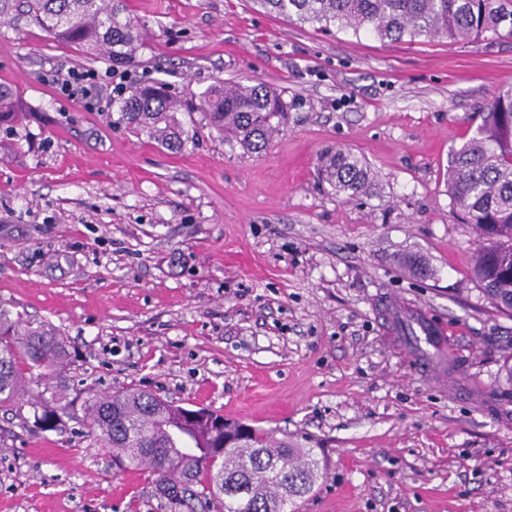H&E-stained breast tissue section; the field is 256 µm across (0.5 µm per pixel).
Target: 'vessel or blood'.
I'll return each instance as SVG.
<instances>
[{
  "label": "vessel or blood",
  "instance_id": "1",
  "mask_svg": "<svg viewBox=\"0 0 512 512\" xmlns=\"http://www.w3.org/2000/svg\"><path fill=\"white\" fill-rule=\"evenodd\" d=\"M388 323L391 333H399L403 325H410L411 336L404 342L411 355L415 356L421 371L434 370L435 357L446 352L445 336L448 329L444 322L434 319L424 310H412L397 304L391 305Z\"/></svg>",
  "mask_w": 512,
  "mask_h": 512
}]
</instances>
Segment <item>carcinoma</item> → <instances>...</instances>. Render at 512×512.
Segmentation results:
<instances>
[{
	"instance_id": "1",
	"label": "carcinoma",
	"mask_w": 512,
	"mask_h": 512,
	"mask_svg": "<svg viewBox=\"0 0 512 512\" xmlns=\"http://www.w3.org/2000/svg\"><path fill=\"white\" fill-rule=\"evenodd\" d=\"M512 0H254L263 12L308 23L369 32L382 40L421 37L479 41L512 38ZM24 19L82 54L122 63L142 37L127 0H0V23ZM199 109L224 139L248 152L265 150L284 116L281 97L264 83L219 82L201 96ZM25 104L0 84V128L18 125ZM180 104L163 81L134 87L119 104V119L171 151L195 132L178 118ZM481 122L452 151L447 186L451 200L477 230L473 274L501 313L512 317V84L480 111ZM322 179L350 198L366 191L370 169L349 150L320 159ZM69 354L59 330L0 308V407L27 406L36 427L52 428L67 406ZM86 418L119 470L155 476V494L176 512H284L309 494L321 475L314 449L284 435L238 422L206 407H185L138 389L90 393ZM243 432V447H224V430Z\"/></svg>"
}]
</instances>
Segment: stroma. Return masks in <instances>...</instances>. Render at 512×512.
Segmentation results:
<instances>
[{
  "instance_id": "stroma-1",
  "label": "stroma",
  "mask_w": 512,
  "mask_h": 512,
  "mask_svg": "<svg viewBox=\"0 0 512 512\" xmlns=\"http://www.w3.org/2000/svg\"><path fill=\"white\" fill-rule=\"evenodd\" d=\"M131 85L170 84L197 135L173 152L118 103L63 98L54 71L105 72L40 28L0 24V84L26 113L0 140V306L59 329L69 413L0 410V512H169L143 470L92 436L88 389L135 387L311 441L322 476L295 512H512V318L474 278L475 227L446 187L451 150L512 83V38L389 42L323 33L250 0H129ZM263 82L288 117L258 153L198 109L217 82ZM363 157L350 198L318 178ZM412 259L427 278L404 266ZM448 327L456 368L421 375L385 331L391 301ZM322 179L336 191L350 198L366 191L370 169L365 160L349 150H336L320 159Z\"/></svg>"
}]
</instances>
